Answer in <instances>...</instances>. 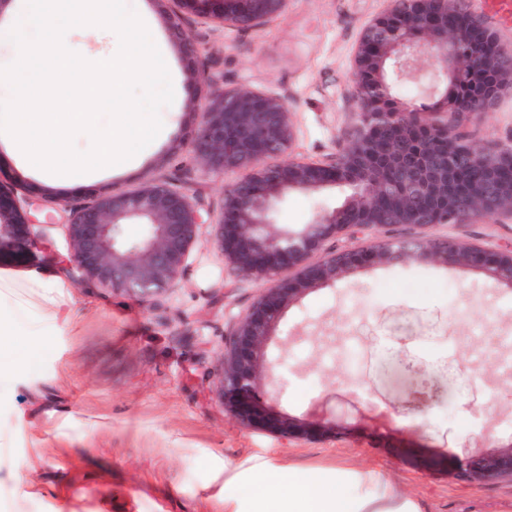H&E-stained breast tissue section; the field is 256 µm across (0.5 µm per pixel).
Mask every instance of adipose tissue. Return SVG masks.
Wrapping results in <instances>:
<instances>
[{
  "label": "adipose tissue",
  "instance_id": "adipose-tissue-1",
  "mask_svg": "<svg viewBox=\"0 0 512 512\" xmlns=\"http://www.w3.org/2000/svg\"><path fill=\"white\" fill-rule=\"evenodd\" d=\"M71 313L60 280L0 273V390L18 370L14 343L44 335L46 325ZM376 484L352 468L291 465L270 472L261 466L252 493L267 512H419L410 497L391 488L378 491Z\"/></svg>",
  "mask_w": 512,
  "mask_h": 512
}]
</instances>
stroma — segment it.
I'll list each match as a JSON object with an SVG mask.
<instances>
[{
    "mask_svg": "<svg viewBox=\"0 0 512 512\" xmlns=\"http://www.w3.org/2000/svg\"><path fill=\"white\" fill-rule=\"evenodd\" d=\"M163 49L174 101L160 111L159 136L128 167L81 182H46L0 143V179L13 183L43 239L31 263H0L10 273L60 278L75 309L32 347L0 398V512H260L244 496L256 465L354 467L385 477L421 512H504L512 477L472 482L451 474L466 434L492 427L512 442V289L464 268L409 263L374 266L314 289L285 310L269 354L285 361L287 386L263 394L277 415L337 433L308 440L248 430L216 402L214 366L235 320L256 300L258 283L235 275L208 240L191 251L179 285L151 301L59 273L69 251L73 207L109 189L167 181L196 193L221 214L224 184L191 152L198 108L217 89L249 87L279 95L296 112L298 157L335 152L349 127L351 61L364 25L386 0H289L285 16L254 29L219 26L210 10L179 0H127ZM177 12L197 52L186 56L164 23ZM204 69L207 81L191 77ZM466 140L512 145V93L488 114L465 116ZM340 196L296 194L282 224L306 223ZM426 237L488 246L512 244V220L438 224ZM424 369L428 409L414 401ZM36 468H28L31 457Z\"/></svg>",
    "mask_w": 512,
    "mask_h": 512,
    "instance_id": "1",
    "label": "stroma"
}]
</instances>
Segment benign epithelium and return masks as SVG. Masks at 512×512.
<instances>
[{
	"label": "benign epithelium",
	"instance_id": "7a95c632",
	"mask_svg": "<svg viewBox=\"0 0 512 512\" xmlns=\"http://www.w3.org/2000/svg\"><path fill=\"white\" fill-rule=\"evenodd\" d=\"M221 24L251 29L284 15L288 0H217ZM388 10L362 29L352 58L353 110L343 145L321 160L293 156L295 112L287 98L248 87L218 89L200 112L190 145L208 173L224 180V208L215 219L198 197L166 182L132 192L97 194L70 209L71 249L62 264L78 284L134 293L148 301L179 285L203 228L235 274L265 283L259 298L232 329L217 361L215 399L245 427L256 424L297 439L310 425L261 412L255 400L279 381L281 360L268 358L282 313L306 293L343 281L366 266L417 262L474 268L512 288V244L490 248L455 238L393 237L394 227L495 224L512 219V146L461 140L448 115L491 111L512 92V47L472 14L467 0H388ZM177 50L196 53L180 18H167ZM435 62L432 87L445 84L443 111L398 103L395 85ZM344 192L340 205L317 210L305 224H280L277 214L292 194ZM129 224L146 234L130 240ZM42 237L18 198L0 181V261L22 264ZM331 239L347 244L329 250ZM450 471L475 481L512 476V441L490 452L447 462Z\"/></svg>",
	"mask_w": 512,
	"mask_h": 512
}]
</instances>
